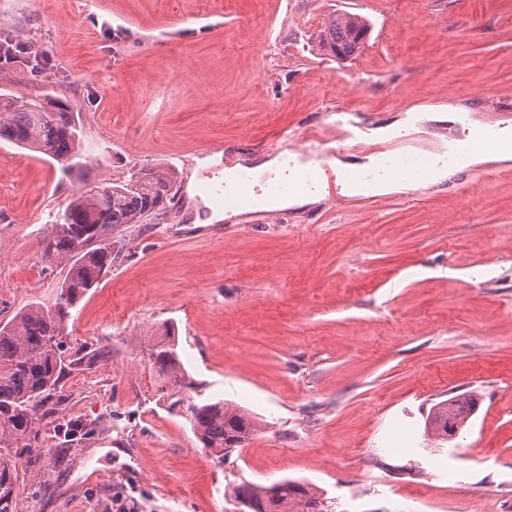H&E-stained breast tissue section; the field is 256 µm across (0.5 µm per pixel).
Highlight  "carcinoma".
<instances>
[{
  "instance_id": "carcinoma-1",
  "label": "carcinoma",
  "mask_w": 512,
  "mask_h": 512,
  "mask_svg": "<svg viewBox=\"0 0 512 512\" xmlns=\"http://www.w3.org/2000/svg\"><path fill=\"white\" fill-rule=\"evenodd\" d=\"M369 32L359 15H333L318 35L319 50L348 58L356 54ZM0 139L33 149L62 165L65 173H83L82 138L71 107L58 98H0ZM176 173L161 167H143L111 187L89 190L73 198L42 240V261L64 265L66 275L52 306L32 304L0 324V512H17L18 458L36 464L45 455L43 428L77 441L83 426L62 422L60 382L79 354L65 355L60 338L64 321L88 292L112 270L121 250L118 233L131 224H144L165 214L174 198ZM159 378L165 381L160 398L174 409L183 403L181 389L201 388L185 370L174 336L145 350ZM476 399L459 394L433 406L426 428L442 439L448 422L463 427L473 415ZM189 421L202 447L224 459L244 448L257 431V422L245 410L219 400L189 405ZM250 512H328L322 494L304 482L298 490L249 485Z\"/></svg>"
}]
</instances>
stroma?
<instances>
[{
	"instance_id": "obj_1",
	"label": "stroma",
	"mask_w": 512,
	"mask_h": 512,
	"mask_svg": "<svg viewBox=\"0 0 512 512\" xmlns=\"http://www.w3.org/2000/svg\"><path fill=\"white\" fill-rule=\"evenodd\" d=\"M342 11L369 24L344 60L317 48ZM16 37L51 61L1 68L0 96L68 103L90 177L0 140V322L53 304L66 269L41 242L74 196L145 166L178 178L64 323L68 351L112 352L61 382L67 419L96 430L20 464L17 512H241L233 486L285 478L332 512H512V158L276 224L205 191L277 155L286 127L322 160L310 136L333 107L367 127L337 144L343 169L512 130V0H0ZM169 327L203 396L264 422L225 460L159 398L143 349ZM462 393L477 406L459 438L426 437Z\"/></svg>"
}]
</instances>
